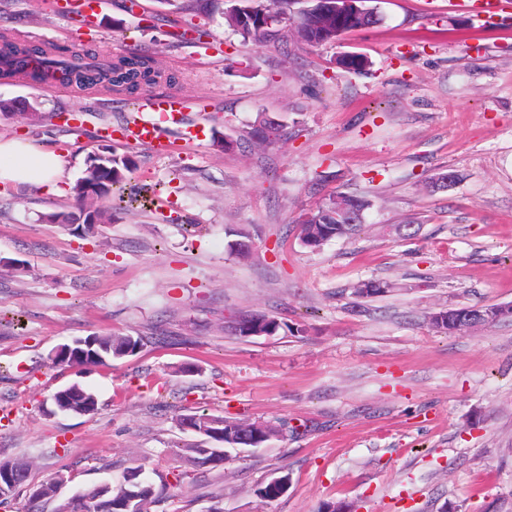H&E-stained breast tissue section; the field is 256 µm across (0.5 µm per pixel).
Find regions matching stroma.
<instances>
[{
    "mask_svg": "<svg viewBox=\"0 0 512 512\" xmlns=\"http://www.w3.org/2000/svg\"><path fill=\"white\" fill-rule=\"evenodd\" d=\"M0 0V33L31 49L113 61L135 48L162 74L138 99L38 90L0 73V139L61 153L63 191L0 188V461L33 460L65 488L143 466L173 488L151 512H512V317L453 334L430 324L459 307L512 306V15L448 0H371L376 24L333 45L242 41L222 4L186 0L181 20L211 49L178 39L168 6L102 0L96 29L78 6ZM358 52L351 72L338 55ZM181 97L197 137L171 149L103 140L138 100ZM281 126L247 141L258 116ZM241 138L219 150L215 133ZM133 152L130 210L105 209L94 233L50 222L75 215L88 159ZM458 180L436 188L443 174ZM364 200L348 238L309 249L302 216L329 196ZM247 252H239V242ZM384 293L362 297L360 285ZM276 318L240 338L224 320ZM143 336L104 366L53 365L76 337ZM187 364L196 374L182 373ZM79 383L89 416L52 412ZM264 420L261 448L229 449L224 467L174 457L193 441L181 414ZM289 475L278 499L260 490ZM71 389L79 390L82 396L78 400H74V403L71 404L68 408L64 410H58L56 408V400L64 398L68 394V390ZM52 404L54 408L57 409V411L80 416L94 414L98 408V400L96 395L92 391L82 387L78 383H74L71 386H66L64 388L57 390L52 396Z\"/></svg>",
    "mask_w": 512,
    "mask_h": 512,
    "instance_id": "1",
    "label": "stroma"
}]
</instances>
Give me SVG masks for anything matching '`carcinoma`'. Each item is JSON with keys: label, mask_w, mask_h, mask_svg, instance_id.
I'll use <instances>...</instances> for the list:
<instances>
[{"label": "carcinoma", "mask_w": 512, "mask_h": 512, "mask_svg": "<svg viewBox=\"0 0 512 512\" xmlns=\"http://www.w3.org/2000/svg\"><path fill=\"white\" fill-rule=\"evenodd\" d=\"M232 6L225 10L230 25L243 40L256 44L279 43L286 45L292 41L301 42L312 47L333 43L337 36L371 26L376 23L373 18L338 19L313 7L309 11H291V5L297 0H229ZM29 51L6 36L0 37V62L15 60L24 62ZM49 66L60 70V78L83 89L116 90L121 88L133 95L141 83L150 82L151 70L146 61L137 55L121 58L115 63L101 64L94 59L84 57L78 52L69 56L50 49L44 53ZM281 125L261 120L252 132V137L261 143L275 141ZM135 166L132 156H116L114 154L99 155L89 161L81 177L73 186V193L82 205L81 212L90 218V223L97 224L101 220V209L94 206L97 201H108L112 209L124 210L136 202V199L125 198L117 189L126 174ZM367 203L353 197L339 196L324 202L312 210L302 222L300 240L309 248H318L334 238L347 237L356 230L358 223L352 222L351 214L362 212ZM267 321L263 327L266 334L272 335L280 328L276 319H268L262 314H241L233 316L230 322L245 325L255 321ZM70 355L54 356L52 362L71 367L85 365H104L116 357L135 355L143 346L140 336L96 335L94 338H77ZM77 389L81 397L74 401L64 412L73 415H91L97 411L96 395L75 383L57 390L52 400H59L68 394V390ZM235 429L247 434L253 432L261 437L279 433L277 426L265 422L250 423L223 419ZM20 470L17 474L15 490L28 489V512H44V505H53L52 512H125L124 503L136 499L137 512H150V507L159 497L154 484L143 480L137 486H131L122 480L108 483L102 493L73 495L63 499L57 495L56 477L40 483L32 481V464L26 458H16L0 463V471L6 468Z\"/></svg>", "instance_id": "1"}]
</instances>
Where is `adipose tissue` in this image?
I'll return each instance as SVG.
<instances>
[{"instance_id": "ef3b65f1", "label": "adipose tissue", "mask_w": 512, "mask_h": 512, "mask_svg": "<svg viewBox=\"0 0 512 512\" xmlns=\"http://www.w3.org/2000/svg\"><path fill=\"white\" fill-rule=\"evenodd\" d=\"M63 157L52 150L39 149L20 139L0 141V184L29 183L50 194L60 193Z\"/></svg>"}]
</instances>
